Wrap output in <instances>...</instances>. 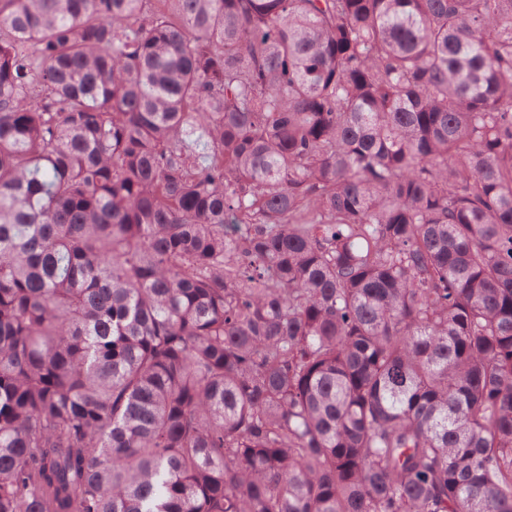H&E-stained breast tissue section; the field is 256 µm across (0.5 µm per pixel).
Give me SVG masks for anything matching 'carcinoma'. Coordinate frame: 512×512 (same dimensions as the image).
<instances>
[{"instance_id":"1","label":"carcinoma","mask_w":512,"mask_h":512,"mask_svg":"<svg viewBox=\"0 0 512 512\" xmlns=\"http://www.w3.org/2000/svg\"><path fill=\"white\" fill-rule=\"evenodd\" d=\"M0 512H512V0H0Z\"/></svg>"}]
</instances>
